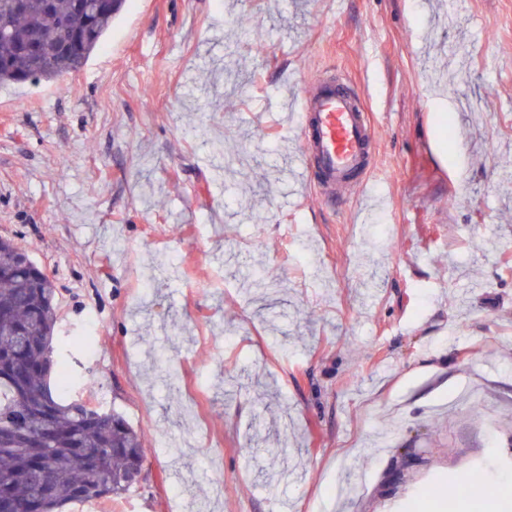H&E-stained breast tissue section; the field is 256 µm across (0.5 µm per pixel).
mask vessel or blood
I'll return each mask as SVG.
<instances>
[{"label":"vessel or blood","mask_w":512,"mask_h":512,"mask_svg":"<svg viewBox=\"0 0 512 512\" xmlns=\"http://www.w3.org/2000/svg\"><path fill=\"white\" fill-rule=\"evenodd\" d=\"M296 134L304 170L321 195L360 192L372 172L376 131L362 94L346 78H331L298 100Z\"/></svg>","instance_id":"obj_1"}]
</instances>
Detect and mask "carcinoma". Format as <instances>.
Listing matches in <instances>:
<instances>
[{
    "instance_id": "obj_1",
    "label": "carcinoma",
    "mask_w": 512,
    "mask_h": 512,
    "mask_svg": "<svg viewBox=\"0 0 512 512\" xmlns=\"http://www.w3.org/2000/svg\"><path fill=\"white\" fill-rule=\"evenodd\" d=\"M0 0V83L55 81L98 49L125 0ZM72 37L67 54L38 59L32 43ZM55 288L12 241L0 239V512H62L69 503L120 497L138 485L141 435L123 415L68 400L58 384L71 368L57 354ZM459 482H482L477 470ZM455 481V482H457ZM440 482L432 495L452 493Z\"/></svg>"
}]
</instances>
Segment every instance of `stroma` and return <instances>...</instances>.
<instances>
[{
  "label": "stroma",
  "mask_w": 512,
  "mask_h": 512,
  "mask_svg": "<svg viewBox=\"0 0 512 512\" xmlns=\"http://www.w3.org/2000/svg\"><path fill=\"white\" fill-rule=\"evenodd\" d=\"M330 73L377 128L361 202L295 176ZM0 238L54 283L69 398L145 448L64 512H512V0H128L0 88Z\"/></svg>",
  "instance_id": "stroma-1"
}]
</instances>
